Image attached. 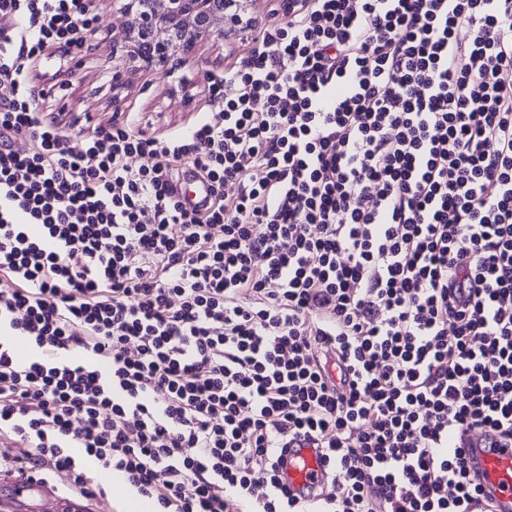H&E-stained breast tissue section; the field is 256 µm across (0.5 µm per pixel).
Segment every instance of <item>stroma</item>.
<instances>
[{"label": "stroma", "instance_id": "obj_1", "mask_svg": "<svg viewBox=\"0 0 512 512\" xmlns=\"http://www.w3.org/2000/svg\"><path fill=\"white\" fill-rule=\"evenodd\" d=\"M93 8V33L79 48L62 56L46 49L28 68L40 110L70 133L88 136L131 113L138 128L152 136L187 129L212 109L208 73L233 69L253 47L248 38L205 42L195 59L176 65L174 72L141 71L118 87L108 60L122 18L112 0H93Z\"/></svg>", "mask_w": 512, "mask_h": 512}]
</instances>
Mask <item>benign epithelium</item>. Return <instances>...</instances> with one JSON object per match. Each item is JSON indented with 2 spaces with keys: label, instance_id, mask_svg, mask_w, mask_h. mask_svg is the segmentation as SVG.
<instances>
[{
  "label": "benign epithelium",
  "instance_id": "1",
  "mask_svg": "<svg viewBox=\"0 0 512 512\" xmlns=\"http://www.w3.org/2000/svg\"><path fill=\"white\" fill-rule=\"evenodd\" d=\"M126 18L112 50V79L128 69L164 67L189 55L201 41L245 32L251 0H114Z\"/></svg>",
  "mask_w": 512,
  "mask_h": 512
}]
</instances>
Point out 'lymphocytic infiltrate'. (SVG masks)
Here are the masks:
<instances>
[{"label":"lymphocytic infiltrate","instance_id":"1","mask_svg":"<svg viewBox=\"0 0 512 512\" xmlns=\"http://www.w3.org/2000/svg\"><path fill=\"white\" fill-rule=\"evenodd\" d=\"M91 6L0 0V436L159 512H491L459 442L512 438V0H291L191 130L75 146L22 61ZM296 437L335 474L309 502ZM178 195L187 209L202 206L211 198V183L188 170L178 184ZM278 478L288 487L291 496L306 501L316 498L319 490L332 478V473L326 466L322 448L295 439L288 442V448L281 450Z\"/></svg>","mask_w":512,"mask_h":512}]
</instances>
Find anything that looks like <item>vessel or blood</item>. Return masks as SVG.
<instances>
[{
    "mask_svg": "<svg viewBox=\"0 0 512 512\" xmlns=\"http://www.w3.org/2000/svg\"><path fill=\"white\" fill-rule=\"evenodd\" d=\"M178 195L184 206L192 209L210 200L212 187L208 180L189 172L178 185ZM464 458L483 500L490 503L493 512H512V442L494 443L477 434L467 440ZM331 477L322 449L313 443L295 439L282 449L278 478L291 496L302 501L315 499ZM36 489V480L24 477L9 485L7 493L26 512H32Z\"/></svg>",
    "mask_w": 512,
    "mask_h": 512,
    "instance_id": "1",
    "label": "vessel or blood"
}]
</instances>
